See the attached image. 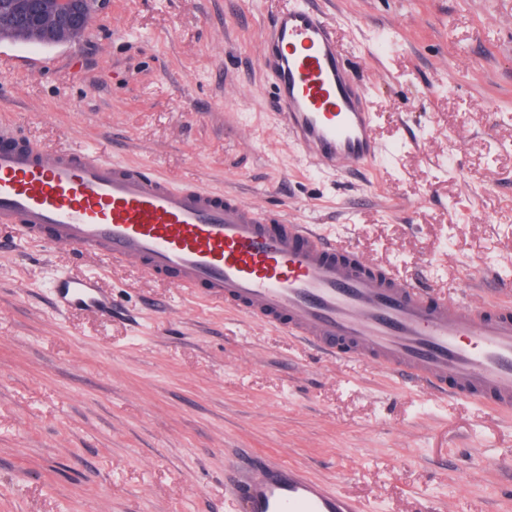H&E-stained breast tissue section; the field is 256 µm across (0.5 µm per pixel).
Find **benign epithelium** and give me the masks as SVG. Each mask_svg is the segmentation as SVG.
<instances>
[{
    "mask_svg": "<svg viewBox=\"0 0 512 512\" xmlns=\"http://www.w3.org/2000/svg\"><path fill=\"white\" fill-rule=\"evenodd\" d=\"M104 0H26L25 8L0 10V31L44 45L63 42L86 26Z\"/></svg>",
    "mask_w": 512,
    "mask_h": 512,
    "instance_id": "7a95c632",
    "label": "benign epithelium"
}]
</instances>
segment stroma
<instances>
[{
	"instance_id": "obj_1",
	"label": "stroma",
	"mask_w": 512,
	"mask_h": 512,
	"mask_svg": "<svg viewBox=\"0 0 512 512\" xmlns=\"http://www.w3.org/2000/svg\"><path fill=\"white\" fill-rule=\"evenodd\" d=\"M105 2L75 41H0V123L287 211L441 296L512 282V0H315L385 149L344 175L272 126L258 58L290 0ZM86 276L112 318L55 306ZM251 455L367 512H512V415L0 225V512H224Z\"/></svg>"
}]
</instances>
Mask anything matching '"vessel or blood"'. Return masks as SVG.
I'll return each mask as SVG.
<instances>
[{"instance_id":"obj_1","label":"vessel or blood","mask_w":512,"mask_h":512,"mask_svg":"<svg viewBox=\"0 0 512 512\" xmlns=\"http://www.w3.org/2000/svg\"><path fill=\"white\" fill-rule=\"evenodd\" d=\"M276 125L319 170L366 169L381 156L376 116L333 23L308 0L272 20L259 56ZM0 224L23 236L131 262L209 304L512 414V303L434 297L316 226L241 197L179 185L89 148L54 149L0 125ZM58 306L111 315L96 278H64ZM245 500L225 512H361L277 462L250 467Z\"/></svg>"}]
</instances>
